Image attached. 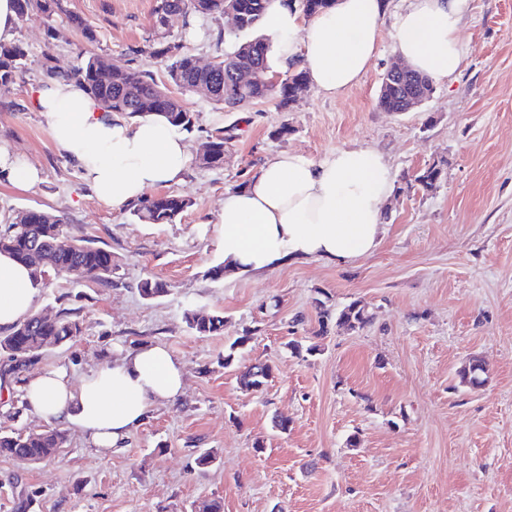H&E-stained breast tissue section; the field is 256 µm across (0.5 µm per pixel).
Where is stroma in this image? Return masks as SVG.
Listing matches in <instances>:
<instances>
[{"label": "stroma", "mask_w": 512, "mask_h": 512, "mask_svg": "<svg viewBox=\"0 0 512 512\" xmlns=\"http://www.w3.org/2000/svg\"><path fill=\"white\" fill-rule=\"evenodd\" d=\"M387 2L378 54L340 96L310 86L287 107L272 96L227 110L181 94L194 116L184 134L192 159L167 191L191 205L170 224H141L132 207L101 203L33 103L48 58L67 70L78 55H105L166 81L145 51L158 40L156 0H67L91 25L90 39L62 15L18 24L26 69L0 93V143L42 181L0 183V230L21 209L61 215L72 236L111 250L112 277L74 283L53 274L42 283L34 312L72 313L81 332L17 375L0 355V431L46 428L26 402L30 375L62 368L77 384L145 343L181 363L184 388L151 405L119 451L96 452L71 428L51 459L0 456V512H198L213 499L224 512H512V0H471L459 72L408 112L378 103L404 7ZM231 31L224 17H178L166 39L208 59ZM226 130L223 164L199 166L205 143ZM354 144L380 151L395 176L373 254L343 266L302 259L212 275L224 261L214 226L225 191L276 153L320 160ZM432 165L441 170L435 188L408 189ZM147 280L165 293L144 296ZM353 301L370 322L318 336L321 306ZM196 309L223 313V333L191 330L185 314ZM246 329L252 340L225 365ZM292 339L319 349L292 354ZM474 357L487 368L476 389L459 377ZM258 362L272 365V378L243 391L241 372ZM204 449L217 460L196 467Z\"/></svg>", "instance_id": "35a3bbf8"}]
</instances>
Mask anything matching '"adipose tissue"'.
I'll return each mask as SVG.
<instances>
[{"label":"adipose tissue","mask_w":512,"mask_h":512,"mask_svg":"<svg viewBox=\"0 0 512 512\" xmlns=\"http://www.w3.org/2000/svg\"><path fill=\"white\" fill-rule=\"evenodd\" d=\"M470 0H405L396 50L410 66L440 80L453 76L465 53L460 27ZM386 0H337L303 19L273 0L264 19L278 70L304 71L329 95L357 85L377 56ZM58 148L78 167L102 203L115 209L146 191L181 183L188 145L157 115L135 120L105 112L77 83L49 79L35 98ZM395 180L383 156L368 147L337 150L321 160L282 152L224 194L215 233L233 274L262 273L288 259L344 264L372 253L385 231L384 204ZM39 285L28 269L0 252V328L33 309ZM183 368L168 350L143 344L72 384L66 372L38 373L27 400L45 421L79 430L101 451L122 448L151 403L177 397Z\"/></svg>","instance_id":"1"}]
</instances>
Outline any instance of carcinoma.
Returning a JSON list of instances; mask_svg holds the SVG:
<instances>
[{
  "mask_svg": "<svg viewBox=\"0 0 512 512\" xmlns=\"http://www.w3.org/2000/svg\"><path fill=\"white\" fill-rule=\"evenodd\" d=\"M18 15L22 21L33 17L49 20L64 15L69 23L90 34L84 20L67 9L65 0H17ZM270 0H157L153 13V29L163 36L171 20L182 17L218 18L224 8L230 7L239 22L234 29L235 41L230 50L221 55L218 69L211 76L201 75L196 57L181 51L180 45L168 43L151 51L164 65L169 83L182 92L201 95L229 110L265 99L275 93L286 106L306 88V78L300 71L281 82L275 88L264 81L241 85L236 74L242 69L263 70L272 68L270 41L259 34L263 28ZM27 58L22 45L0 44V90L7 92L23 71ZM43 76L65 77L78 81L86 91L101 102L109 112L125 113L138 118L146 114L164 117L171 126L189 130L193 125L192 113L169 88L158 84L151 74L129 65L115 66L112 59L89 56L67 71H60L45 57ZM432 80L412 71L404 79L382 78L379 105L389 112H402L408 105V97L430 98ZM232 135H219L210 141V149L197 156L196 161L204 168L218 167L224 163V142ZM441 171L435 166L425 169L407 182V188L416 185L431 189L439 180ZM189 207L187 199L162 194L136 205L133 215L145 224H170ZM0 251L10 252L18 261L34 271L42 265L48 271L63 275L73 281L106 282L112 275V251L96 246L93 242L72 237L66 221L60 215L40 209L18 211L8 226L0 231ZM370 320L365 308L352 301L338 311L324 307L320 311L319 330L316 335L327 334L331 325L345 330L364 327ZM190 328L200 335L220 334L224 331V315L206 310H192L186 314ZM80 332L79 323L68 314H60L45 322L33 314L20 321L7 339L14 342L10 356L14 370L19 371L31 355L58 343L69 341ZM272 374L268 364H255L240 379L241 389L257 391ZM485 367L479 359H473L461 372L462 381L471 387L484 384ZM64 431L48 427L39 433L0 431V456L24 463H38L56 454L66 442Z\"/></svg>",
  "mask_w": 512,
  "mask_h": 512,
  "instance_id": "cac0c4a2",
  "label": "carcinoma"
}]
</instances>
